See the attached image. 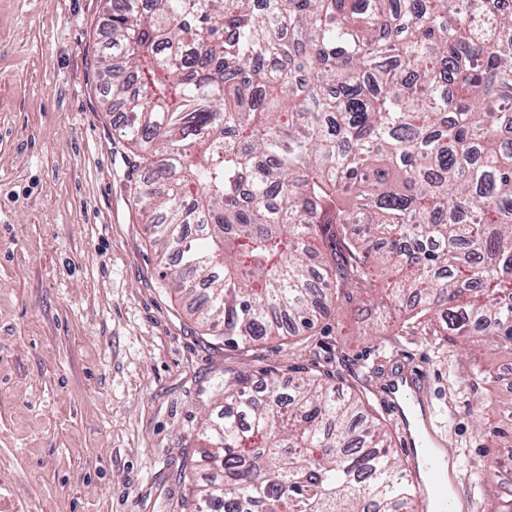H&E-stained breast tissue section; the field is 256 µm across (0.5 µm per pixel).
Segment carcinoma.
<instances>
[{"label": "carcinoma", "mask_w": 512, "mask_h": 512, "mask_svg": "<svg viewBox=\"0 0 512 512\" xmlns=\"http://www.w3.org/2000/svg\"><path fill=\"white\" fill-rule=\"evenodd\" d=\"M103 104L144 173L162 273L247 349L365 296L396 336L512 359V13L501 0H112ZM190 512H413L358 392L320 371L217 382ZM512 448V397L482 405ZM503 463L476 472L485 490ZM490 512H512L497 486Z\"/></svg>", "instance_id": "1"}]
</instances>
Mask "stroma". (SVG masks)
<instances>
[{
    "instance_id": "35a3bbf8",
    "label": "stroma",
    "mask_w": 512,
    "mask_h": 512,
    "mask_svg": "<svg viewBox=\"0 0 512 512\" xmlns=\"http://www.w3.org/2000/svg\"><path fill=\"white\" fill-rule=\"evenodd\" d=\"M104 6L0 0V512H182L184 470L207 474L199 432L217 380L281 378L313 360L388 425L386 383L427 371L420 415L444 425L456 512H486L469 475L498 451L476 416L512 389L505 359L477 361L499 382L455 384L476 363L466 345L451 358L420 336L382 345L357 299L303 341L249 351L191 318V299L161 276L127 145L101 106Z\"/></svg>"
}]
</instances>
